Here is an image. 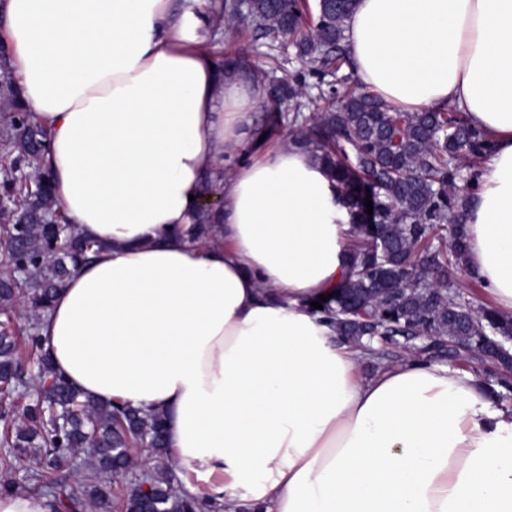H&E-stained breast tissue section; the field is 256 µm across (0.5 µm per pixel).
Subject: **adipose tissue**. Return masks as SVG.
I'll return each mask as SVG.
<instances>
[{"label": "adipose tissue", "instance_id": "adipose-tissue-1", "mask_svg": "<svg viewBox=\"0 0 512 512\" xmlns=\"http://www.w3.org/2000/svg\"><path fill=\"white\" fill-rule=\"evenodd\" d=\"M221 0H7L0 43L51 134L66 223L99 259L40 333L83 395L164 414L167 458L224 512H512V411L473 374L363 347L312 303L348 273L349 209L315 158L257 142L261 83L216 69ZM360 86L455 109L492 143L469 275L512 317V0H357ZM251 157H244L246 144ZM215 179L213 236L193 241Z\"/></svg>", "mask_w": 512, "mask_h": 512}]
</instances>
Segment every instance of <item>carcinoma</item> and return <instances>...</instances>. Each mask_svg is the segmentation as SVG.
I'll return each instance as SVG.
<instances>
[{"label": "carcinoma", "instance_id": "carcinoma-1", "mask_svg": "<svg viewBox=\"0 0 512 512\" xmlns=\"http://www.w3.org/2000/svg\"><path fill=\"white\" fill-rule=\"evenodd\" d=\"M355 2L323 0L312 24L303 0H248L243 10L236 0H222V22L275 42L288 39L302 69L298 77L274 84L272 72L241 56H219L217 64L244 71L265 86L260 129L270 135L291 126L294 143L325 167L352 214L358 234L352 274L322 303L321 313L332 319L338 336L360 345L380 337L402 348L413 337L426 336L421 352L445 351L450 363L457 361L450 346L456 340L512 361V319L493 306L472 307L450 275L467 249L463 193L473 187L472 177L462 178L459 161L484 158L491 143L462 112L392 110L339 75L350 65L346 30ZM307 77L316 79L327 103L311 118L302 112ZM0 129V145L11 157L0 171V197L14 201L0 219V309H26L24 345L37 357L32 370L18 353L19 337L10 323L0 325V469L24 470L27 491L47 498L51 512L108 508L114 478L128 484L114 501L120 512H222L215 498L185 493L166 463L138 473L132 449L145 446L159 458L166 454L162 414L92 400L55 368L39 332L41 317L96 250L73 225L46 223L58 211L52 173L44 164L48 132L6 74L0 75ZM416 276L437 282L439 292L411 285ZM78 449L90 461V475L74 484L66 461ZM30 459L33 468L24 465Z\"/></svg>", "mask_w": 512, "mask_h": 512}]
</instances>
